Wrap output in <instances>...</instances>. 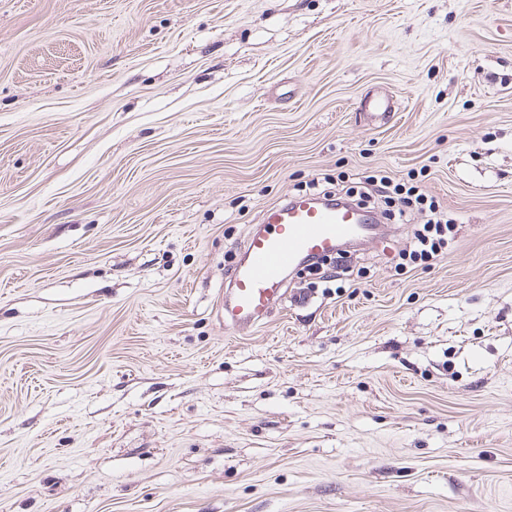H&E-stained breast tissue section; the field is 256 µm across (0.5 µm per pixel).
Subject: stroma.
I'll list each match as a JSON object with an SVG mask.
<instances>
[{"label":"stroma","mask_w":512,"mask_h":512,"mask_svg":"<svg viewBox=\"0 0 512 512\" xmlns=\"http://www.w3.org/2000/svg\"><path fill=\"white\" fill-rule=\"evenodd\" d=\"M377 171L445 258L225 329L261 210ZM0 512H512V0H0ZM368 182L370 186L375 187L373 190L383 197L386 204H392L395 198L392 195L399 196L402 207L397 210L398 224L408 223V217L414 209L421 211L426 217L424 224L415 228L409 249L402 251L401 260L408 259L411 263L417 260L423 262L445 253L448 246V232H451L449 225L451 221L438 211L433 197H429L416 186L406 188L405 185L398 183L392 185V180L385 175L370 176ZM407 263L401 262L398 265L402 267Z\"/></svg>","instance_id":"stroma-1"}]
</instances>
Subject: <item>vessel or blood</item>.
I'll return each mask as SVG.
<instances>
[{
    "label": "vessel or blood",
    "mask_w": 512,
    "mask_h": 512,
    "mask_svg": "<svg viewBox=\"0 0 512 512\" xmlns=\"http://www.w3.org/2000/svg\"><path fill=\"white\" fill-rule=\"evenodd\" d=\"M377 226L350 201L291 196L263 209L232 268L221 307L224 326H259L283 301L290 270L372 238Z\"/></svg>",
    "instance_id": "vessel-or-blood-1"
}]
</instances>
